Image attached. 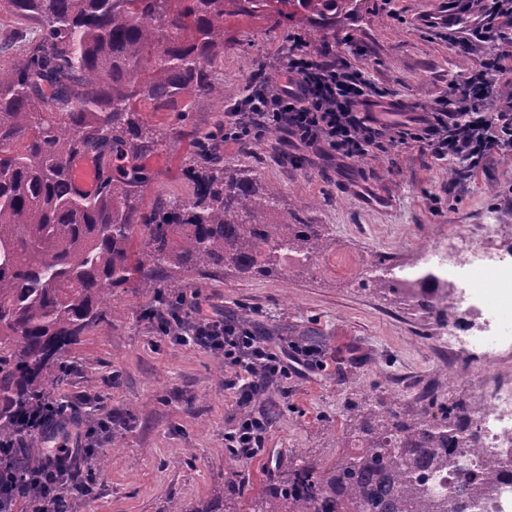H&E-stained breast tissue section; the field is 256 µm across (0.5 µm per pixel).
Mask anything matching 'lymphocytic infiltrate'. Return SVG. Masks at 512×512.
I'll return each instance as SVG.
<instances>
[{"label":"lymphocytic infiltrate","mask_w":512,"mask_h":512,"mask_svg":"<svg viewBox=\"0 0 512 512\" xmlns=\"http://www.w3.org/2000/svg\"><path fill=\"white\" fill-rule=\"evenodd\" d=\"M512 35V0H491L468 37L458 40L456 49L470 51L473 43L489 44L476 71L452 92V108H437L412 122L378 125L360 106L373 86L361 74L350 71L342 58L315 63L288 57L283 80L275 88L252 89L241 109L224 114V144L246 148L257 144L272 129L305 145L326 144L338 156L363 157L387 152L397 145H413L439 158L467 161L479 169L486 158L498 151L512 150V98H497L493 87L507 67V52L500 46ZM155 330L185 346L209 347L222 351L224 363L233 371L226 380L240 407L251 405L258 392L266 391L270 380L286 378L290 369L318 367L319 362L304 349L286 351L240 326L208 314L200 292L177 298L171 307L156 311ZM268 428L264 417L240 420L224 435V446L240 459H251L261 451ZM56 456L72 460L68 475L44 470L40 482L44 503L56 498L87 494L76 464L78 449L59 448Z\"/></svg>","instance_id":"1"}]
</instances>
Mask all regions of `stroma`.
I'll return each instance as SVG.
<instances>
[{
    "label": "stroma",
    "instance_id": "35a3bbf8",
    "mask_svg": "<svg viewBox=\"0 0 512 512\" xmlns=\"http://www.w3.org/2000/svg\"><path fill=\"white\" fill-rule=\"evenodd\" d=\"M447 8L448 0H361L356 16L337 17L314 35L271 18H232L224 25L219 76L238 103L288 50L316 60L338 56L373 85L367 111L383 125L404 123L448 100L451 86L463 83L485 53L481 46L457 52L459 27L429 26ZM225 109L196 101L182 123L176 113L142 103L160 136L145 162L143 211L164 198L191 197L183 170L196 137L222 126ZM224 164L277 185L302 223L326 225L332 244L310 264L283 265L272 277L179 269L173 280L279 347L313 337L326 367L269 384L262 402L278 416L263 450L251 460L236 458L225 450L224 434L240 410L215 374L219 352L156 332L145 317L158 305L154 293L129 282L113 293L109 322L70 346L69 372L52 391L60 400L84 401L85 412L106 423L92 439L106 466L95 472L83 463L90 491L73 501L72 512H223L225 494L250 497L277 480L281 462L303 458L332 467L350 444L347 402L383 398L406 409L429 387L444 399L452 391L473 394L486 370L512 375V346L498 356L449 352L441 345L445 325L362 287L374 262L411 267L422 261L419 245L446 244L464 229L499 224L512 234V152L491 155L471 173L415 146L342 158L325 145L270 132L250 148L225 150ZM503 281L512 283V257L471 273V293L493 323L512 322V301L495 295ZM451 367L460 375L453 386Z\"/></svg>",
    "mask_w": 512,
    "mask_h": 512
}]
</instances>
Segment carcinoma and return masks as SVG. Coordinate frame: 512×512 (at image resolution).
<instances>
[{
  "label": "carcinoma",
  "instance_id": "1",
  "mask_svg": "<svg viewBox=\"0 0 512 512\" xmlns=\"http://www.w3.org/2000/svg\"><path fill=\"white\" fill-rule=\"evenodd\" d=\"M0 8L43 24L38 43L0 64V453L8 457L17 418L67 376L69 347L108 321L116 289L136 279L166 302L183 286L158 275L174 269L268 277L290 255L302 266L328 248L325 225L297 222L278 187L224 167L209 135L185 168L192 196L143 212L144 161L159 135L139 104L182 121L193 100L226 98L214 74L228 15L279 16L313 32L338 9L357 13L358 0H0ZM88 157L98 174L91 192L73 179ZM363 286L448 321L453 288L443 273L382 266ZM473 406L471 396L444 403L433 390L413 411L352 402L353 450L329 469L288 463L277 484L252 496L251 512H458L456 499L496 490L495 459L479 475L462 465L458 433ZM48 453L34 434L22 470H5V482L38 476ZM443 470L456 474L448 495L430 484Z\"/></svg>",
  "mask_w": 512,
  "mask_h": 512
}]
</instances>
